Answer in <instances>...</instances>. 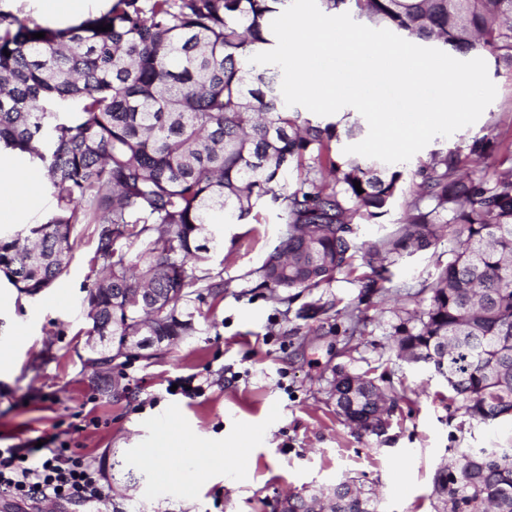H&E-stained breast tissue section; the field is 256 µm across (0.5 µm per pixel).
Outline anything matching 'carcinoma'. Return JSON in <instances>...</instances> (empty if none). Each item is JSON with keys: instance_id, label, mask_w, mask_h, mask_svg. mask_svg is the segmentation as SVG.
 Returning a JSON list of instances; mask_svg holds the SVG:
<instances>
[{"instance_id": "1", "label": "carcinoma", "mask_w": 512, "mask_h": 512, "mask_svg": "<svg viewBox=\"0 0 512 512\" xmlns=\"http://www.w3.org/2000/svg\"><path fill=\"white\" fill-rule=\"evenodd\" d=\"M286 2L113 0L66 27L0 10V153L44 167L56 201L28 235L0 234V273L36 296L67 271L76 225L97 226L90 264L102 275L86 317L97 307L102 315L85 335L105 328L112 341L87 348L85 367L124 357V337L142 325L157 336L193 335L195 301L224 294L222 272L199 266L223 247L210 229L218 221H243L270 197L286 229L257 269L261 285L318 288L352 266V225L375 222L402 192L399 166L344 157L332 148L336 124L300 120L278 68L249 63ZM320 2L463 55L487 53L512 73V0ZM503 150L504 140L487 135L469 154ZM410 179V214L364 253L372 270L364 288L387 280V267L374 265L379 254L456 242L422 285L429 304L415 315L419 326L396 328L397 356L439 373L462 415L512 420V168L474 177L457 153L435 152ZM123 240L143 245L136 259ZM330 386L336 415L367 435L384 427L382 398L392 412L403 399L342 369ZM508 443L496 456L466 448L437 468L438 506L512 512V436ZM374 495L345 478L325 495L289 497L288 512H377Z\"/></svg>"}]
</instances>
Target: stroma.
<instances>
[{"label":"stroma","instance_id":"obj_1","mask_svg":"<svg viewBox=\"0 0 512 512\" xmlns=\"http://www.w3.org/2000/svg\"><path fill=\"white\" fill-rule=\"evenodd\" d=\"M497 88L478 121L419 151H453L467 157L471 143L491 131H512V74L486 57ZM282 230L272 202L259 205L239 224L224 227L223 251L207 267L224 272L223 297L204 296L195 336L112 364L121 393L100 391L84 368L88 326L83 300L95 278L90 259L94 225L76 227L77 246L66 273L34 297L18 294L0 277V344L12 345V366L0 370V445L25 446L65 436L96 466L112 455L133 469L136 485L103 477L99 512H275L292 492L333 487L357 477L379 496V512H435L432 476L461 448L501 447L504 430L462 418L446 400L442 379L424 364L398 359L393 334L428 303L421 284L448 261L453 244L440 239L425 250L397 257L385 290L369 292L370 272L361 255L352 271L312 291L261 287L256 274ZM332 303L320 320L301 318L311 304ZM361 311L365 333H348L349 315ZM376 378L404 399L382 436L360 437L336 415L329 383L336 366ZM196 376L203 395L188 399L166 392L169 380ZM168 416L191 430L201 447L223 449L238 471L228 484L220 471L203 474L192 498L159 493L143 449L152 447L154 422ZM99 418V428L80 433L68 426ZM259 429L264 438L251 444Z\"/></svg>","mask_w":512,"mask_h":512}]
</instances>
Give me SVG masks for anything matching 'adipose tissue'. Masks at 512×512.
<instances>
[{"label": "adipose tissue", "mask_w": 512, "mask_h": 512, "mask_svg": "<svg viewBox=\"0 0 512 512\" xmlns=\"http://www.w3.org/2000/svg\"><path fill=\"white\" fill-rule=\"evenodd\" d=\"M42 177L27 169L12 170L8 181H0V221L13 220L33 209L41 199ZM157 429L164 442L166 456L182 461L180 471L171 479L183 496H191L201 474L212 469L224 472L226 480H234L235 469L226 465L223 450L198 448L188 431L175 428L169 418H159Z\"/></svg>", "instance_id": "ef3b65f1"}]
</instances>
